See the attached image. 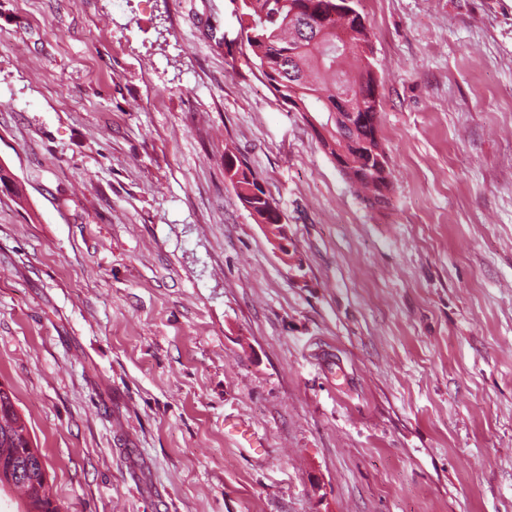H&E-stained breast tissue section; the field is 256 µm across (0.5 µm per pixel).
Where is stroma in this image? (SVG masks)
<instances>
[{
  "label": "stroma",
  "mask_w": 512,
  "mask_h": 512,
  "mask_svg": "<svg viewBox=\"0 0 512 512\" xmlns=\"http://www.w3.org/2000/svg\"><path fill=\"white\" fill-rule=\"evenodd\" d=\"M238 5L0 0V386L60 512H512V0H358L382 216ZM235 159L237 162L236 170L230 175V180L235 184L237 196L243 207L253 216H257L259 223L268 224L269 233L276 238L273 239L275 249L282 259L288 263V246L283 239L286 238L287 224L282 222V214L275 202L266 195L265 191L257 182L256 177L250 169L237 157L232 154L224 155V167L227 163ZM264 196V199L258 193Z\"/></svg>",
  "instance_id": "35a3bbf8"
}]
</instances>
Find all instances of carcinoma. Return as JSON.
Masks as SVG:
<instances>
[{
  "label": "carcinoma",
  "mask_w": 512,
  "mask_h": 512,
  "mask_svg": "<svg viewBox=\"0 0 512 512\" xmlns=\"http://www.w3.org/2000/svg\"><path fill=\"white\" fill-rule=\"evenodd\" d=\"M338 0H241L240 27L245 36L246 47L258 61L262 77L283 103L289 104V111L297 112L303 120L316 115L322 126H331L327 135L316 134L328 155L335 154L334 145L347 139L356 145L369 144L367 150L377 156L385 154L382 143L373 136V121L380 120V111L372 106L364 108V113L371 115L366 124L351 123L345 130L336 129V124L329 123L330 112L336 109V97L351 94L356 97L362 91V85L375 81L371 54L370 37L367 27H362L350 34H345V27L351 21L336 15ZM319 16L320 26L331 30L329 41L317 52L321 60L309 58L304 60L306 69L302 75V92L297 96L298 102L288 103L291 92H284L281 87L288 81V52L292 50L293 29L303 25L306 34L314 35L313 26L301 23L302 17ZM347 35L343 56L336 54V39ZM352 169L357 174V185L363 191L362 202L369 204L383 197V187L378 184L370 170L369 156L358 150H350ZM235 184L237 196L243 207L257 220L269 227V233L279 239H285L287 224L282 222V214L275 202L265 195L250 169L237 161L236 170L230 175ZM0 431L7 435L0 439V461H12L18 446L26 441L29 430L26 422L12 409L11 393L0 388ZM14 489L20 491L25 502V512H59L50 509L53 499L52 486L33 484L17 480Z\"/></svg>",
  "instance_id": "cac0c4a2"
}]
</instances>
